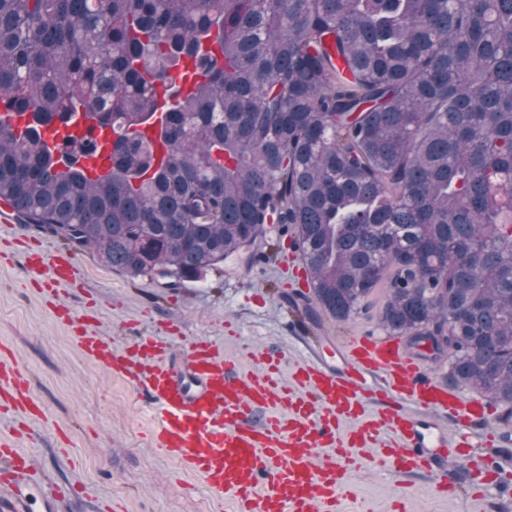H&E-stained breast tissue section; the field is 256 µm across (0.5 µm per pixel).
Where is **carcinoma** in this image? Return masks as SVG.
<instances>
[{"label":"carcinoma","instance_id":"1","mask_svg":"<svg viewBox=\"0 0 512 512\" xmlns=\"http://www.w3.org/2000/svg\"><path fill=\"white\" fill-rule=\"evenodd\" d=\"M1 102L31 116L0 121L23 223L171 287L276 224L306 302L346 321L385 289L380 326L512 419V0H0ZM77 113L116 134L104 181Z\"/></svg>","mask_w":512,"mask_h":512}]
</instances>
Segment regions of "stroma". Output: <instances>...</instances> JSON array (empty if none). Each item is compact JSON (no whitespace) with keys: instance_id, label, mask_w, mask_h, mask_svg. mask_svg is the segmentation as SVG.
Returning <instances> with one entry per match:
<instances>
[{"instance_id":"obj_1","label":"stroma","mask_w":512,"mask_h":512,"mask_svg":"<svg viewBox=\"0 0 512 512\" xmlns=\"http://www.w3.org/2000/svg\"><path fill=\"white\" fill-rule=\"evenodd\" d=\"M31 248L53 252L64 244L32 224L0 223V360L29 378L30 397L43 410L39 417L1 413L0 435L49 479L74 486L58 512H234L229 502L216 507L200 476L151 446L157 411L73 342L27 265ZM264 251L263 262L251 265L246 253L233 254L205 279L171 288L107 267L85 249L74 254L77 284L60 300L115 347L158 336L180 353L192 340H209L247 369L254 355H278L285 375L308 355L304 336L340 343L382 335L381 296L344 322L289 305L282 294L297 289L298 280L294 267L282 264L278 234H267ZM350 484L355 495L343 501L342 512L361 504L369 512H394L399 501L408 512H512V485L489 489L479 500L464 487L444 497L431 473L399 477L365 466L351 472Z\"/></svg>"}]
</instances>
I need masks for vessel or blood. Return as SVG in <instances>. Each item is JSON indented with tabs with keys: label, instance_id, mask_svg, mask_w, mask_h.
I'll list each match as a JSON object with an SVG mask.
<instances>
[{
	"label": "vessel or blood",
	"instance_id": "vessel-or-blood-1",
	"mask_svg": "<svg viewBox=\"0 0 512 512\" xmlns=\"http://www.w3.org/2000/svg\"><path fill=\"white\" fill-rule=\"evenodd\" d=\"M30 265L55 286L76 280L69 254L36 255ZM77 325L81 350L158 410L157 447L233 500L235 512H335L352 469L375 460L418 472L436 457L468 459L470 429L490 414L486 400L436 384L388 336L350 337L335 362L313 358L285 380L265 353L245 372L207 341L178 358L152 336L120 349ZM56 507L43 473L0 441V512Z\"/></svg>",
	"mask_w": 512,
	"mask_h": 512
}]
</instances>
